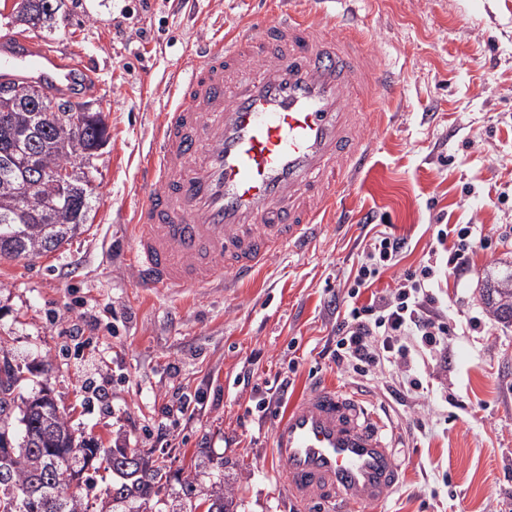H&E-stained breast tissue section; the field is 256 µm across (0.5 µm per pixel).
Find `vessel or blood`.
Segmentation results:
<instances>
[{"label":"vessel or blood","instance_id":"b4317fda","mask_svg":"<svg viewBox=\"0 0 512 512\" xmlns=\"http://www.w3.org/2000/svg\"><path fill=\"white\" fill-rule=\"evenodd\" d=\"M281 0L203 42L169 89L164 121L139 168L129 242L153 293L253 283L280 252L309 249L353 175L371 159L362 136L377 92L396 85L350 10ZM90 70L35 41L0 44V83L78 95ZM359 395L312 385L274 424L284 490L298 512H367L401 482V464Z\"/></svg>","mask_w":512,"mask_h":512}]
</instances>
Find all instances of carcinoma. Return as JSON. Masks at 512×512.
<instances>
[{"label":"carcinoma","instance_id":"1","mask_svg":"<svg viewBox=\"0 0 512 512\" xmlns=\"http://www.w3.org/2000/svg\"><path fill=\"white\" fill-rule=\"evenodd\" d=\"M21 21L34 26L51 23L58 10L57 0H25ZM80 101L50 96L17 82L0 85V259L36 257L54 252L70 241L87 221L92 189L85 175L65 186L44 180L30 195L20 198L14 185L24 176L12 163L15 148L25 133L38 124L42 136L32 148L31 163L36 170L75 167L65 131L57 126L52 109H78ZM107 140L105 124L99 119L85 126L83 151L91 154ZM485 305L498 320L512 323V269L486 283L482 291ZM4 376L0 388L10 391L11 417L0 423V512H88L83 491L94 488L89 472H98L97 461L106 463L117 480L103 492L100 512H146L143 505L158 493L163 479L153 453L137 448L121 449L122 461H111L110 449L93 440L74 435L65 412L43 389L18 400L15 391L32 372L0 348ZM196 488L185 484L187 500L168 512H195L192 496ZM207 512H234L233 499L224 495V485L216 483L205 492Z\"/></svg>","mask_w":512,"mask_h":512}]
</instances>
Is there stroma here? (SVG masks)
Here are the masks:
<instances>
[{
  "label": "stroma",
  "mask_w": 512,
  "mask_h": 512,
  "mask_svg": "<svg viewBox=\"0 0 512 512\" xmlns=\"http://www.w3.org/2000/svg\"><path fill=\"white\" fill-rule=\"evenodd\" d=\"M272 0H64L53 29L12 21L0 41L33 37L96 66L84 102L103 106L109 141L93 158L85 230L59 251L0 260V342L42 381L75 429L104 445L165 452L176 478L160 501L224 482L237 512H296L281 488L273 420L257 401L296 363L289 400L321 380L361 388L395 431L402 484L369 512H512V324L481 299L490 270L512 264V0H356L368 48L398 78L367 136L372 159L346 193L348 221L304 253L274 256L233 293L139 288L127 228L135 173L162 120L166 86L190 47ZM440 224H478L485 241L441 275L448 351L392 395L393 365L358 377L336 367L345 281L377 232L404 238L372 292L392 291L436 246ZM249 375L243 385L239 376Z\"/></svg>",
  "instance_id": "1"
}]
</instances>
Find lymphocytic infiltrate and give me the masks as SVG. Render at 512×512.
<instances>
[{"instance_id":"1","label":"lymphocytic infiltrate","mask_w":512,"mask_h":512,"mask_svg":"<svg viewBox=\"0 0 512 512\" xmlns=\"http://www.w3.org/2000/svg\"><path fill=\"white\" fill-rule=\"evenodd\" d=\"M438 243H450L448 266L459 270L470 251L483 241L472 224H444L436 233ZM405 248L403 238L383 233L364 246L362 260L351 273L348 296L351 300L336 336L331 358L337 367L360 376L385 364L402 369V385L417 388L413 370L428 353L448 349V316L431 291L433 265H421L404 274L388 295L360 303L380 270L395 266Z\"/></svg>"}]
</instances>
